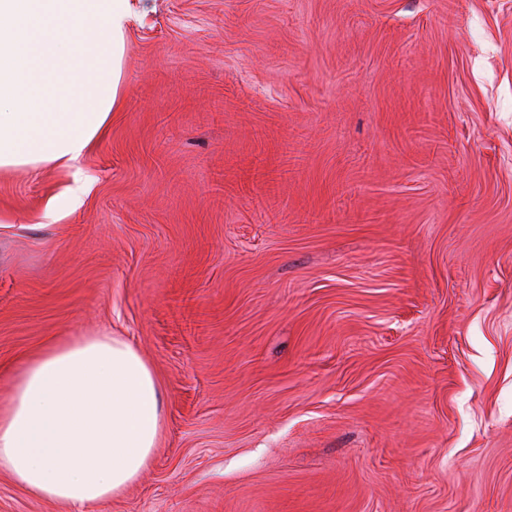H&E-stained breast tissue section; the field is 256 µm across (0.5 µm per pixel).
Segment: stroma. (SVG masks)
<instances>
[{
    "mask_svg": "<svg viewBox=\"0 0 512 512\" xmlns=\"http://www.w3.org/2000/svg\"><path fill=\"white\" fill-rule=\"evenodd\" d=\"M130 10L107 132L0 173V407L107 328L164 431L86 512H512V0Z\"/></svg>",
    "mask_w": 512,
    "mask_h": 512,
    "instance_id": "35a3bbf8",
    "label": "stroma"
}]
</instances>
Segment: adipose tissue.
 Instances as JSON below:
<instances>
[{"label":"adipose tissue","mask_w":512,"mask_h":512,"mask_svg":"<svg viewBox=\"0 0 512 512\" xmlns=\"http://www.w3.org/2000/svg\"><path fill=\"white\" fill-rule=\"evenodd\" d=\"M129 0H0V173L73 167L125 91ZM162 391L101 330L28 359L0 409V473L75 508L119 498L162 434Z\"/></svg>","instance_id":"obj_1"}]
</instances>
